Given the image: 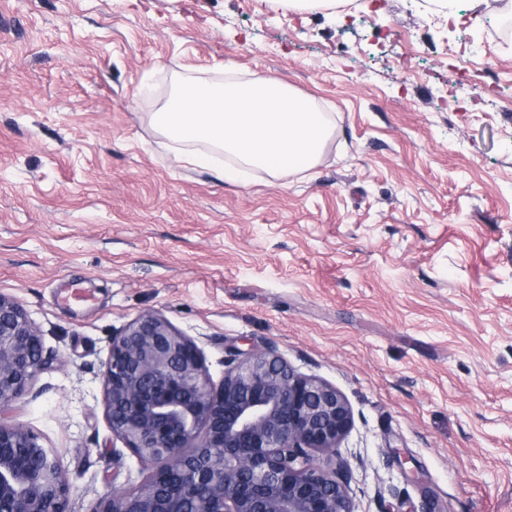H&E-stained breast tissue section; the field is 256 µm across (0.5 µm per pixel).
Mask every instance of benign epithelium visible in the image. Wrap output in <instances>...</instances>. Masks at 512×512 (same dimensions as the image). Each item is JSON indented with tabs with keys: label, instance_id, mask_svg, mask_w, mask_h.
I'll return each mask as SVG.
<instances>
[{
	"label": "benign epithelium",
	"instance_id": "7a95c632",
	"mask_svg": "<svg viewBox=\"0 0 512 512\" xmlns=\"http://www.w3.org/2000/svg\"><path fill=\"white\" fill-rule=\"evenodd\" d=\"M49 368L40 331L0 293V512H69L40 436L4 415ZM113 439L151 469L93 512H354L339 448L353 409L273 347L233 350L215 385L197 344L146 311L112 336L103 373Z\"/></svg>",
	"mask_w": 512,
	"mask_h": 512
}]
</instances>
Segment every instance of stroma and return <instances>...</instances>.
<instances>
[{"instance_id": "obj_1", "label": "stroma", "mask_w": 512, "mask_h": 512, "mask_svg": "<svg viewBox=\"0 0 512 512\" xmlns=\"http://www.w3.org/2000/svg\"><path fill=\"white\" fill-rule=\"evenodd\" d=\"M0 0V292L53 360L10 413L73 512L147 468L113 448L109 339L146 311L277 351L346 397L354 512H512V45L501 16L346 0ZM284 81L333 134L307 173L225 182L152 124L181 79ZM401 460H393L392 450ZM415 480H408L407 472Z\"/></svg>"}]
</instances>
